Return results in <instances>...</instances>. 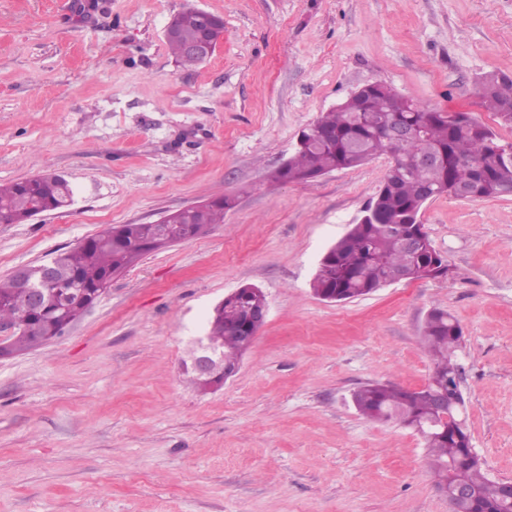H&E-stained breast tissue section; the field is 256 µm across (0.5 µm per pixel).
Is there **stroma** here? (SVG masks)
<instances>
[{
	"label": "stroma",
	"mask_w": 512,
	"mask_h": 512,
	"mask_svg": "<svg viewBox=\"0 0 512 512\" xmlns=\"http://www.w3.org/2000/svg\"><path fill=\"white\" fill-rule=\"evenodd\" d=\"M189 7L224 36L182 67L164 29ZM486 73L512 77V0H0V183L59 174L74 193L0 224V278L111 225L235 200L114 276L62 337L0 357V512H449L423 438L351 403L369 383L428 384L435 307L463 331L473 448L512 480V197L427 202L447 275L336 303L310 283L389 157L267 180L302 129L376 81L511 142ZM246 284L267 320L236 374L199 391L182 364Z\"/></svg>",
	"instance_id": "stroma-1"
}]
</instances>
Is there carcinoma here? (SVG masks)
Listing matches in <instances>:
<instances>
[{
	"label": "carcinoma",
	"mask_w": 512,
	"mask_h": 512,
	"mask_svg": "<svg viewBox=\"0 0 512 512\" xmlns=\"http://www.w3.org/2000/svg\"><path fill=\"white\" fill-rule=\"evenodd\" d=\"M197 19L193 8L178 13L177 32L166 38L183 66L200 63L184 52L185 45L197 35ZM479 92L501 123L512 127V78L487 74L479 80ZM373 117L414 127L418 135L392 143L370 123ZM300 137L302 147L294 150L287 165L271 173L272 182L308 181L334 170L361 166L383 153L392 157L382 187L366 207L373 217L353 225L325 253L315 273V294L336 303L370 295L399 272L407 273L411 280L447 274L446 259L433 247L420 223L427 203L424 192L435 198L446 195L473 200L498 197L502 186L512 184V163L501 159V152L512 148V142L498 140L487 126L463 113L437 112L383 82L351 94L303 129ZM415 154L437 155L440 161L418 166L411 162ZM70 192L69 182L56 178L0 185V224H23L42 212L64 208ZM233 204L228 196L204 202L176 214L174 223L190 229L195 237L212 224L224 223V211ZM414 231L420 234L421 244L409 250L404 238ZM149 238L148 225L121 224L81 240L54 259L62 287L46 290L38 309L15 303L20 290L16 275L0 279V323L17 325L11 352L33 348L35 338L28 332L29 326L48 339L61 336L83 314L84 300L99 299L116 272L133 266L152 251L145 245ZM259 302L260 295L253 286L244 285L224 296V303L211 312L207 336L223 355L224 363L238 364L249 348L246 325L250 311ZM459 328L448 311L435 308L429 312L422 339L433 360V371L426 387L408 390L368 384L355 391L352 399L366 418L420 429L437 486L460 478L477 492L475 502L468 504L472 512H500L499 482L488 478L481 460L472 455L466 419L451 406L446 421L437 411L436 398L453 394L451 387L459 371L455 360Z\"/></svg>",
	"instance_id": "obj_1"
}]
</instances>
